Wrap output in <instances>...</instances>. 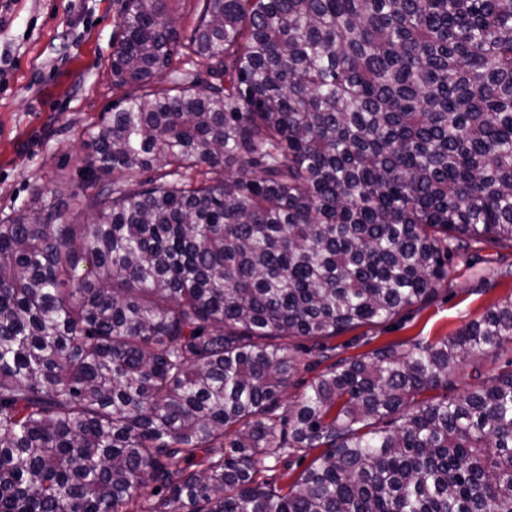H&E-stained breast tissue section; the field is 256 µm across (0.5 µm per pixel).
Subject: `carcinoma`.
Listing matches in <instances>:
<instances>
[{
    "mask_svg": "<svg viewBox=\"0 0 512 512\" xmlns=\"http://www.w3.org/2000/svg\"><path fill=\"white\" fill-rule=\"evenodd\" d=\"M168 2L125 0L98 190L0 220V512H512V359L449 394L512 296L328 345L512 246V0ZM300 339L329 365L281 413ZM172 13L178 19V23L186 33L193 29L198 10V1L196 0H176L169 2Z\"/></svg>",
    "mask_w": 512,
    "mask_h": 512,
    "instance_id": "cac0c4a2",
    "label": "carcinoma"
}]
</instances>
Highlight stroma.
I'll return each instance as SVG.
<instances>
[{"instance_id":"obj_1","label":"stroma","mask_w":512,"mask_h":512,"mask_svg":"<svg viewBox=\"0 0 512 512\" xmlns=\"http://www.w3.org/2000/svg\"><path fill=\"white\" fill-rule=\"evenodd\" d=\"M124 3L0 0V219L19 214L33 190L83 191L89 134L131 92L110 67ZM511 266L510 247L470 248L425 303L332 338L337 357L453 334L512 294V277L499 275Z\"/></svg>"}]
</instances>
